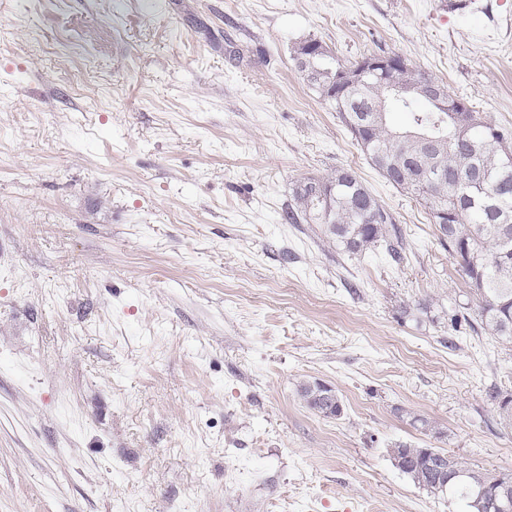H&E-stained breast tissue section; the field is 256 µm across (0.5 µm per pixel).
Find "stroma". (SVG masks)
<instances>
[{
    "mask_svg": "<svg viewBox=\"0 0 512 512\" xmlns=\"http://www.w3.org/2000/svg\"><path fill=\"white\" fill-rule=\"evenodd\" d=\"M309 38L512 131V0H0V512H464L391 448L512 470V349L453 328L481 301L303 80ZM346 166L401 261L284 223ZM333 392L336 395V401H328L330 399L325 394ZM300 396L306 406L328 418H337L343 412L342 403L336 392L321 382H307L300 386ZM328 410V411H327ZM506 397H508V399L504 400ZM486 398L492 405L497 407L499 412V424L502 428L504 430H512V392L493 387L487 391ZM507 402L511 404V411L505 408Z\"/></svg>",
    "mask_w": 512,
    "mask_h": 512,
    "instance_id": "35a3bbf8",
    "label": "stroma"
}]
</instances>
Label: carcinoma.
Listing matches in <instances>:
<instances>
[{
  "label": "carcinoma",
  "mask_w": 512,
  "mask_h": 512,
  "mask_svg": "<svg viewBox=\"0 0 512 512\" xmlns=\"http://www.w3.org/2000/svg\"><path fill=\"white\" fill-rule=\"evenodd\" d=\"M294 61L304 81L328 99L343 124L368 156L370 163L385 174L397 162L422 175L416 183H393L424 202L430 214L448 212V223L438 225L440 242L468 278L470 289L481 299L480 328L503 344H512V166L500 162L496 144L482 145L494 126L476 117L477 123L456 128V114L474 112L462 99L447 97L443 109L419 98L396 101L385 114V122L360 136L356 125L375 117L383 95L373 78L362 88L348 93L336 86V71L362 68L363 60L343 62L318 40L301 42ZM407 114L409 127L429 136L448 137L439 148L411 150L394 140L390 116ZM294 204L283 219L290 224H321L344 252L357 255L385 243L390 257L402 258L404 244L394 216L382 205L352 168H339L321 179L297 186ZM332 392L321 382L300 386L306 406L328 418L341 416V401L328 400ZM487 400L499 412V424L512 430V392L489 389ZM395 466L429 493L450 495L463 501L467 512H496L501 499H512V471L509 479L495 480L480 487L469 477L471 470L455 457L436 448L399 443L390 449Z\"/></svg>",
  "instance_id": "obj_1"
}]
</instances>
